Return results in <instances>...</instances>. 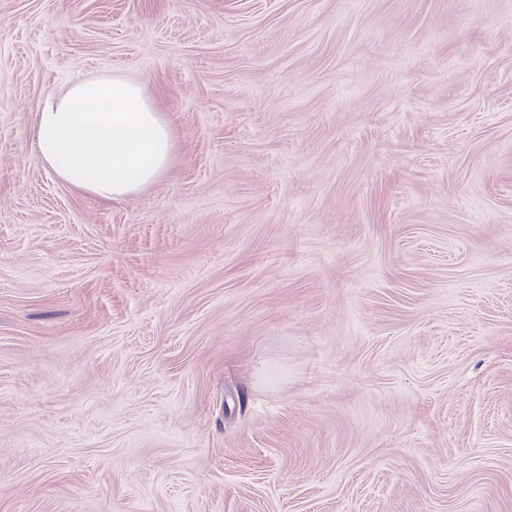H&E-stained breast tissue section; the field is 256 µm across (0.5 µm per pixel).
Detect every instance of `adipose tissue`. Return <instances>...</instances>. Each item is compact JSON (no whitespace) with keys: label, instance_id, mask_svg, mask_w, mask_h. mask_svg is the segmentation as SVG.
<instances>
[{"label":"adipose tissue","instance_id":"1","mask_svg":"<svg viewBox=\"0 0 512 512\" xmlns=\"http://www.w3.org/2000/svg\"><path fill=\"white\" fill-rule=\"evenodd\" d=\"M38 157L62 181L124 200L167 169L175 132L135 82L115 77L75 83L37 114Z\"/></svg>","mask_w":512,"mask_h":512}]
</instances>
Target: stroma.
Here are the masks:
<instances>
[{
  "label": "stroma",
  "mask_w": 512,
  "mask_h": 512,
  "mask_svg": "<svg viewBox=\"0 0 512 512\" xmlns=\"http://www.w3.org/2000/svg\"><path fill=\"white\" fill-rule=\"evenodd\" d=\"M112 76L120 203L34 149ZM0 512H512V0H0ZM38 158L62 181L112 201L138 194L167 169L175 132L135 82L75 83L38 111Z\"/></svg>",
  "instance_id": "obj_1"
}]
</instances>
